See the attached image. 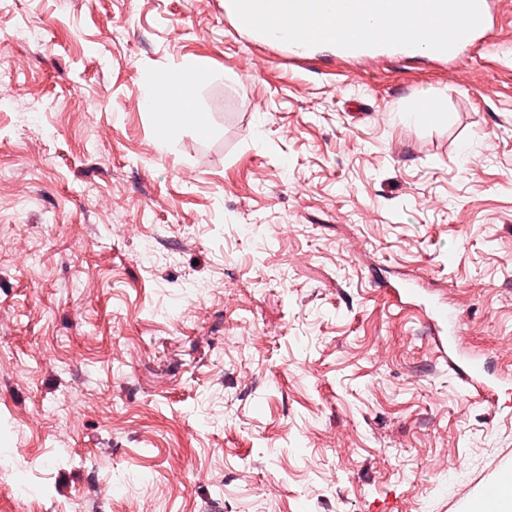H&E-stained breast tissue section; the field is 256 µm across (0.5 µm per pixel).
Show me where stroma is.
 Instances as JSON below:
<instances>
[{
	"label": "stroma",
	"instance_id": "obj_1",
	"mask_svg": "<svg viewBox=\"0 0 512 512\" xmlns=\"http://www.w3.org/2000/svg\"><path fill=\"white\" fill-rule=\"evenodd\" d=\"M236 26L0 0V512H469L512 472V394L432 339L512 376V15L455 65ZM184 60L208 127L163 149L142 77ZM463 333L458 325L448 328V336L442 340L440 336L435 339L440 356L447 360L448 368L454 372L455 376L465 383H470L476 395L474 399L477 401H497L498 386L491 384L485 377V370L470 356L463 352L461 339Z\"/></svg>",
	"mask_w": 512,
	"mask_h": 512
}]
</instances>
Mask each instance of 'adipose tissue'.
I'll return each mask as SVG.
<instances>
[{"mask_svg": "<svg viewBox=\"0 0 512 512\" xmlns=\"http://www.w3.org/2000/svg\"><path fill=\"white\" fill-rule=\"evenodd\" d=\"M212 77L210 70L195 62L182 64L178 71L167 77L149 75L144 82L141 105L155 115L164 136L174 135L187 125L205 128L206 117L194 108L188 91Z\"/></svg>", "mask_w": 512, "mask_h": 512, "instance_id": "obj_1", "label": "adipose tissue"}]
</instances>
